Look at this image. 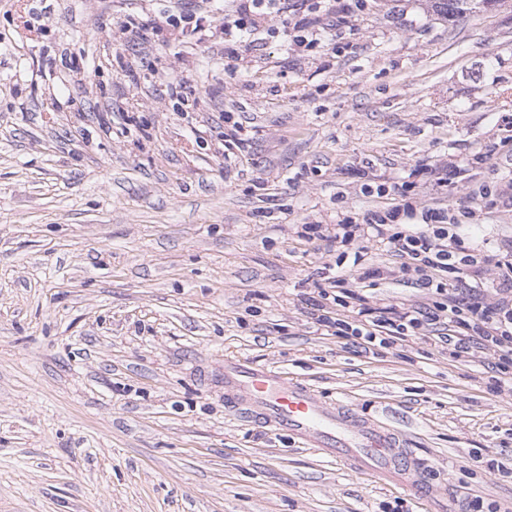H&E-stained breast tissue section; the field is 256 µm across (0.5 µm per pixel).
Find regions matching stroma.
<instances>
[{"instance_id":"1","label":"stroma","mask_w":512,"mask_h":512,"mask_svg":"<svg viewBox=\"0 0 512 512\" xmlns=\"http://www.w3.org/2000/svg\"><path fill=\"white\" fill-rule=\"evenodd\" d=\"M351 2L237 41L232 0L202 40L165 22L195 0H0V512H512L495 358L365 347L312 303L343 267L368 305H430L352 271L397 269L387 237L323 230L486 186L462 236L493 262L447 284L512 285V0ZM228 358L402 433L435 505L229 410Z\"/></svg>"}]
</instances>
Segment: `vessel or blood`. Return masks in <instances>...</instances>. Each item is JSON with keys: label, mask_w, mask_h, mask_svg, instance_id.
I'll return each mask as SVG.
<instances>
[{"label": "vessel or blood", "mask_w": 512, "mask_h": 512, "mask_svg": "<svg viewBox=\"0 0 512 512\" xmlns=\"http://www.w3.org/2000/svg\"><path fill=\"white\" fill-rule=\"evenodd\" d=\"M224 402L265 426L298 437L307 447L353 470L405 486L432 501L428 482L403 438L355 416L344 406L323 404L302 382L241 360L224 362Z\"/></svg>", "instance_id": "1"}]
</instances>
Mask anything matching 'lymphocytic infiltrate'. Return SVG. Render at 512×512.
<instances>
[{
    "instance_id": "f902f5d3",
    "label": "lymphocytic infiltrate",
    "mask_w": 512,
    "mask_h": 512,
    "mask_svg": "<svg viewBox=\"0 0 512 512\" xmlns=\"http://www.w3.org/2000/svg\"><path fill=\"white\" fill-rule=\"evenodd\" d=\"M401 213L398 206L374 211L362 223L337 225L335 235L347 241L370 229L387 236L402 259L400 273L411 276L419 287L434 289L437 302L424 309L393 305L375 308L352 302V293L347 289L333 295L322 288L319 298L333 301L343 310L342 317L336 319L322 316V323L335 328L337 334L354 336L367 345L375 344L382 335L394 344L423 335L427 326L449 325L453 332L443 336L442 341L453 345L455 354H467L477 347L501 357L512 355V298L493 305L477 294L460 299L448 292L442 280L443 274L458 271L455 252L462 239L457 228L460 218L473 217V210L431 208L425 212L422 226L404 231L398 227Z\"/></svg>"
}]
</instances>
